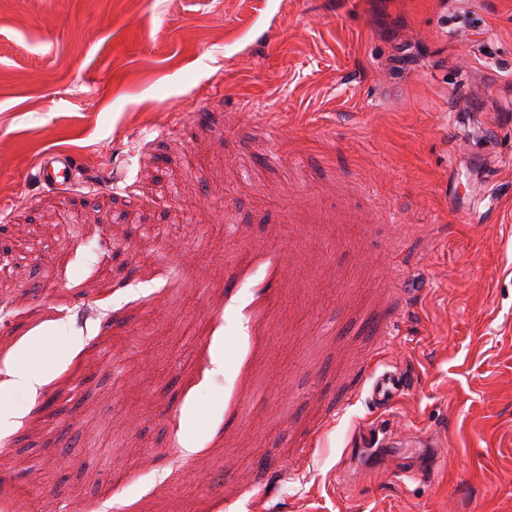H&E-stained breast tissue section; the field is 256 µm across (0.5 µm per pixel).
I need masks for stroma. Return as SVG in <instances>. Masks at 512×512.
<instances>
[{
    "mask_svg": "<svg viewBox=\"0 0 512 512\" xmlns=\"http://www.w3.org/2000/svg\"><path fill=\"white\" fill-rule=\"evenodd\" d=\"M0 206V376L46 348L0 390V504L512 512V0H0ZM139 224L178 228L149 274ZM390 277L393 415L443 450L401 482L347 455L366 395L328 421ZM40 181L51 187H65L79 181L75 159L65 153L49 152L42 156L38 169ZM41 351L35 349L24 361L14 363L8 371V384L25 389L31 396H37L43 385V376L37 366Z\"/></svg>",
    "mask_w": 512,
    "mask_h": 512,
    "instance_id": "obj_1",
    "label": "stroma"
}]
</instances>
